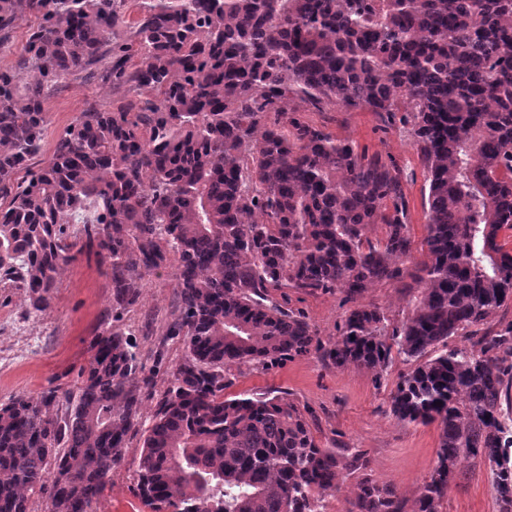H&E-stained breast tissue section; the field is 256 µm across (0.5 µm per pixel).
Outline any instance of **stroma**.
Wrapping results in <instances>:
<instances>
[{
	"instance_id": "stroma-1",
	"label": "stroma",
	"mask_w": 512,
	"mask_h": 512,
	"mask_svg": "<svg viewBox=\"0 0 512 512\" xmlns=\"http://www.w3.org/2000/svg\"><path fill=\"white\" fill-rule=\"evenodd\" d=\"M133 97L127 87L75 75L46 101L51 116L46 143H53L80 112L92 107L109 111ZM301 118L336 138L352 140L360 148L382 155L401 170L409 203V230L414 242H422L427 185L402 123L388 126L369 110L334 106L302 113ZM144 295V301L133 308L113 310L109 280L96 257L88 253L69 266L50 308L41 315L27 314L16 290L0 288V402L16 394L75 391L99 334L112 325L127 334L151 380L142 391L138 419L139 429H146L171 367L182 356V344L164 334L176 308L168 274L150 275ZM288 297L290 307L302 310L325 338L335 334L337 323L351 307L339 292L306 296L292 291ZM404 369L402 362H395L385 380L379 381L370 372L337 368L310 354L267 372L253 367L234 371L225 393H272L309 408L321 447L366 450L374 477L395 486L411 502L432 469L438 431L432 425L398 422L390 414V392ZM140 452L139 438H131L107 489L94 505L95 512H147L136 490ZM442 512H495L488 467L466 463L449 485Z\"/></svg>"
}]
</instances>
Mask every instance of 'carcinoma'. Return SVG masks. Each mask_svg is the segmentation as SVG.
Returning <instances> with one entry per match:
<instances>
[{
	"label": "carcinoma",
	"mask_w": 512,
	"mask_h": 512,
	"mask_svg": "<svg viewBox=\"0 0 512 512\" xmlns=\"http://www.w3.org/2000/svg\"><path fill=\"white\" fill-rule=\"evenodd\" d=\"M125 8L0 0V46L36 19L17 68L0 70V288L41 314L88 251L125 310L171 269L166 335L184 352L142 432L148 512H323L349 476L344 512H442L467 459L489 466L495 512H512V321L489 324L512 302V0H136L133 66L112 43ZM106 58L139 99L80 113L31 170L48 96ZM327 105L403 113L428 184L414 271L400 170L297 116ZM406 277L417 287L397 324L361 304L324 341L288 307L290 289L353 302ZM311 353L378 381L408 365L390 412L439 435L414 510L366 451L321 447L307 408L224 395L234 366ZM149 385L108 327L76 392L1 403L0 512H29L37 492L48 512H93Z\"/></svg>",
	"instance_id": "obj_1"
}]
</instances>
